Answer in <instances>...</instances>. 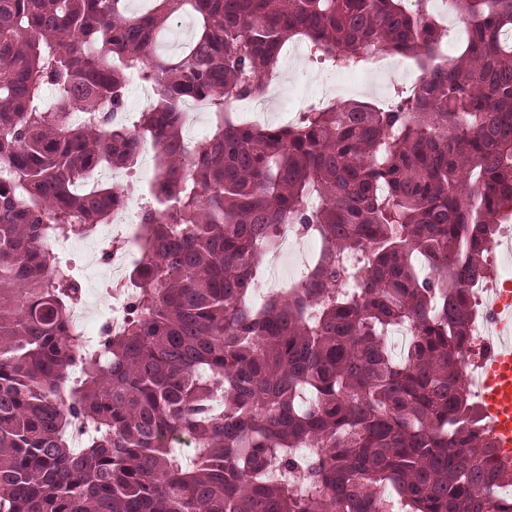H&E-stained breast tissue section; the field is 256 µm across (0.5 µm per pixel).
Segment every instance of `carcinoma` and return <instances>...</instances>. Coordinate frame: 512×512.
Here are the masks:
<instances>
[{"label":"carcinoma","mask_w":512,"mask_h":512,"mask_svg":"<svg viewBox=\"0 0 512 512\" xmlns=\"http://www.w3.org/2000/svg\"><path fill=\"white\" fill-rule=\"evenodd\" d=\"M149 2L0 0V512H512L458 368L478 315L467 285L512 212V0H448L468 37L442 63L430 0ZM187 14L189 43L154 53ZM295 38L339 72L407 54L422 78L387 112L237 118L227 105L263 98ZM131 73L158 100L129 129L112 113ZM192 99L211 129L187 142ZM148 147L151 190L84 184ZM134 197L141 260L110 285L127 322L84 349L77 272L37 240L84 237ZM290 221L321 249L256 303ZM404 322L416 333L395 359L386 331Z\"/></svg>","instance_id":"obj_1"}]
</instances>
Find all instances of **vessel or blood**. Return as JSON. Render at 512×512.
<instances>
[{
  "mask_svg": "<svg viewBox=\"0 0 512 512\" xmlns=\"http://www.w3.org/2000/svg\"><path fill=\"white\" fill-rule=\"evenodd\" d=\"M501 324L488 350L482 399L504 459L512 458V289L498 300Z\"/></svg>",
  "mask_w": 512,
  "mask_h": 512,
  "instance_id": "vessel-or-blood-1",
  "label": "vessel or blood"
}]
</instances>
